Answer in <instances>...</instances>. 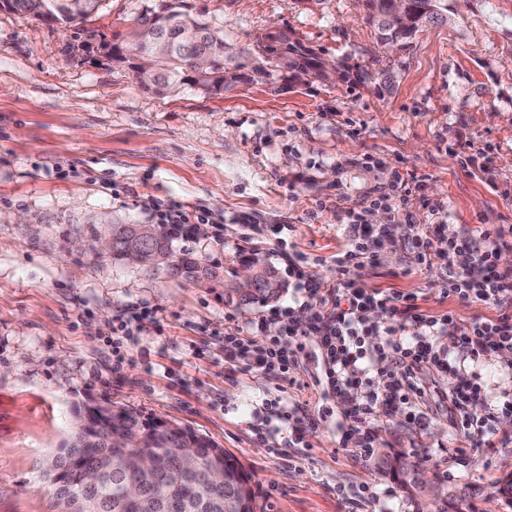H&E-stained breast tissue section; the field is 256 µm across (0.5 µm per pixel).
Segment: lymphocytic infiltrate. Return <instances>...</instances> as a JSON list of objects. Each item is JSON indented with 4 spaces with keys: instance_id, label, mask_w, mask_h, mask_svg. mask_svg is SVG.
Wrapping results in <instances>:
<instances>
[{
    "instance_id": "f902f5d3",
    "label": "lymphocytic infiltrate",
    "mask_w": 512,
    "mask_h": 512,
    "mask_svg": "<svg viewBox=\"0 0 512 512\" xmlns=\"http://www.w3.org/2000/svg\"><path fill=\"white\" fill-rule=\"evenodd\" d=\"M347 229L349 246L336 258V285L330 296H320L315 288L305 290L314 304L310 320L289 321L282 335L268 337L254 348L242 337L227 334L226 349H254L256 368L287 376L296 367L306 339L315 338L349 422L343 445L356 449L363 459L376 451L374 424L381 416L415 420V399L423 394L420 370L454 368L457 381L447 398L458 414L455 425L464 447H494L495 415L490 412L474 420L466 414L467 405L482 404V392L476 375L458 369L457 364L491 353L512 354V269L500 263L503 252L512 249V225L448 232L438 221L418 228L411 243L415 268H427L432 264L433 236L447 232L442 295L462 303H489L498 311L496 317L468 322L458 321L449 312L434 316L421 311L409 295L358 287L351 277L355 260H375L376 241L391 238L392 232L368 223L356 211L348 212ZM379 336L385 337V344H376ZM436 336L449 337L456 346V359H445L436 350L432 343Z\"/></svg>"
}]
</instances>
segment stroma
<instances>
[{"label": "stroma", "instance_id": "stroma-1", "mask_svg": "<svg viewBox=\"0 0 512 512\" xmlns=\"http://www.w3.org/2000/svg\"><path fill=\"white\" fill-rule=\"evenodd\" d=\"M194 18L224 28L231 52L285 28L332 61L372 73L364 85L284 87L246 72L220 94L143 89L109 61L100 37L130 31L148 0H102L76 31L0 9V512H54L42 463L68 444L75 416L110 401L187 426L229 452L252 478L256 512H416L389 472L392 452L415 449L427 475L461 495L462 512H502L493 495L512 478V415L498 443L459 453L455 414L440 398L448 370L420 371L417 429L376 423L377 454L346 451L348 422L314 340L293 381L247 367L224 336L252 343L309 317L297 287L329 296L347 211L386 194L369 214L395 225L357 285L412 294L422 310L460 321L494 306L442 297L439 269L410 267L418 226L442 208L456 228L512 225V0H448V20L399 49L380 42L357 0H188ZM415 185L394 192V178ZM177 202L210 224L180 251L216 273L193 284L118 264L89 250L81 219L152 223ZM260 255L285 278L274 302L224 300V278ZM129 322L116 365L112 325ZM487 402L512 395L504 358L473 366ZM313 427L291 442L281 406ZM366 485L375 500H342Z\"/></svg>", "mask_w": 512, "mask_h": 512}]
</instances>
